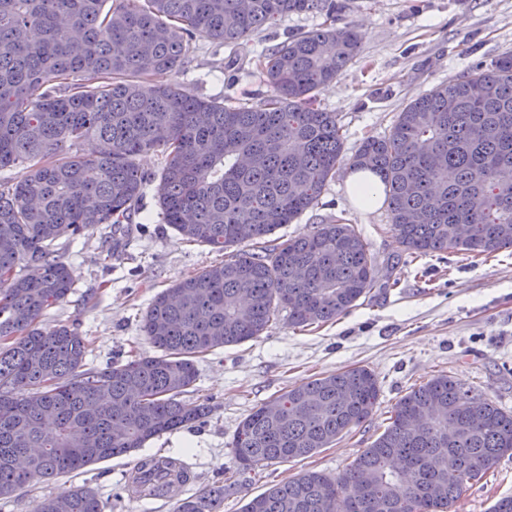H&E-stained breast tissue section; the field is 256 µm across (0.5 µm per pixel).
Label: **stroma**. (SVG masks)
Instances as JSON below:
<instances>
[{"label":"stroma","mask_w":512,"mask_h":512,"mask_svg":"<svg viewBox=\"0 0 512 512\" xmlns=\"http://www.w3.org/2000/svg\"><path fill=\"white\" fill-rule=\"evenodd\" d=\"M336 24L361 37V53L338 80L323 87L321 108L336 113L344 152L365 138L387 134L402 109L435 86L512 52V0H336ZM323 15L291 14L232 46L198 40L192 61L166 81L213 98L254 104L270 87L255 66L261 51L320 28ZM337 173L317 204L278 229L281 238L311 233L316 225L345 219L366 240L377 265L378 285L336 321L300 331L287 318L257 339L198 358L195 390L187 402L208 404L200 422L148 441L116 457L53 482H35L0 500V512H36L45 497L72 485L93 488L104 512H175L178 500L227 484L222 512L242 506L273 484L307 470L333 476L380 435L396 403L409 389L439 373L460 379L476 393L512 412V248L484 259L455 252L412 257L399 247L387 208L360 215ZM102 231L62 242L74 290L49 309L45 326L78 324L89 344L88 366L153 354L141 321L165 288L220 262L221 254L185 243L163 224L154 189H146L123 247L105 259ZM364 366L380 385L378 404L363 427L307 458L239 471L233 437L257 405L318 374ZM181 458L194 475L174 496L139 498L125 485L145 456ZM512 496V456L468 484L451 512H488Z\"/></svg>","instance_id":"obj_1"}]
</instances>
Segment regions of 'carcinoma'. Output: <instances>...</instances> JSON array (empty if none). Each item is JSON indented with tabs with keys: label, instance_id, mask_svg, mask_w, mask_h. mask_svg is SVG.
I'll return each mask as SVG.
<instances>
[{
	"label": "carcinoma",
	"instance_id": "carcinoma-1",
	"mask_svg": "<svg viewBox=\"0 0 512 512\" xmlns=\"http://www.w3.org/2000/svg\"><path fill=\"white\" fill-rule=\"evenodd\" d=\"M309 12L325 15L320 29L259 55L271 93L255 105L154 81L183 69L201 38L232 45ZM335 12V0H0V171L35 162L19 180L0 177V499L200 421L208 406L183 400L197 357L258 338L284 310L294 328L333 321L375 288L351 224L265 245L345 161L339 119L317 104L360 51ZM87 140L98 154L79 152ZM151 152L162 157L153 177L137 163ZM347 161L381 178L407 253L512 248V53L412 100ZM149 183L182 240L239 250L155 296L142 331L156 354L87 368L76 328L43 325L73 288L58 241L131 220ZM379 395L363 366L292 387L275 397L281 421L261 404L240 422L235 458L251 470L309 457L363 426ZM506 455L512 413L441 373L397 402L342 473L305 471L242 512H444ZM190 478L179 458L145 457L131 490L164 497ZM229 491L205 488L176 512H220ZM42 512L104 504L71 486Z\"/></svg>",
	"mask_w": 512,
	"mask_h": 512
}]
</instances>
